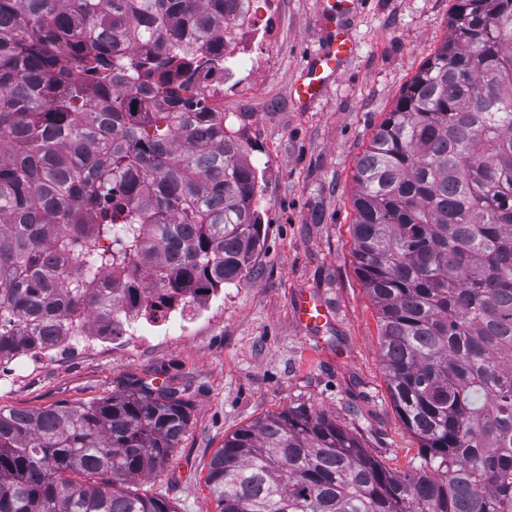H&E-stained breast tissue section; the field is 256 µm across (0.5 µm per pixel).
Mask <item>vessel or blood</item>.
<instances>
[{
	"label": "vessel or blood",
	"instance_id": "vessel-or-blood-1",
	"mask_svg": "<svg viewBox=\"0 0 512 512\" xmlns=\"http://www.w3.org/2000/svg\"><path fill=\"white\" fill-rule=\"evenodd\" d=\"M357 5L358 0H328L320 12L318 22L329 42L324 50L307 59L300 78L292 86L291 97L296 103L303 105L321 97L343 67L352 51L348 31ZM327 314L325 302L314 297L299 298L296 317L303 327L318 328Z\"/></svg>",
	"mask_w": 512,
	"mask_h": 512
}]
</instances>
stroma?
<instances>
[{
    "label": "stroma",
    "instance_id": "obj_1",
    "mask_svg": "<svg viewBox=\"0 0 512 512\" xmlns=\"http://www.w3.org/2000/svg\"><path fill=\"white\" fill-rule=\"evenodd\" d=\"M261 40L234 63L214 104L244 133L258 170L264 245L241 284L224 287L185 327L154 323L150 346L115 343L0 384V406L91 402L131 381L184 390L191 420L168 465L135 489L176 512H216L205 478L236 430L304 404L335 419L401 473L421 460L383 370L377 310L352 254L353 174L377 127L448 34L455 0H360L353 53L327 92L296 104L304 59L324 47L322 0H274ZM322 299L316 330L295 315ZM328 313L325 302L315 297L304 298V296H301L298 299L296 317L298 322L306 329L318 328L320 323L327 318Z\"/></svg>",
    "mask_w": 512,
    "mask_h": 512
}]
</instances>
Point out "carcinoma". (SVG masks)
<instances>
[{
	"instance_id": "1",
	"label": "carcinoma",
	"mask_w": 512,
	"mask_h": 512,
	"mask_svg": "<svg viewBox=\"0 0 512 512\" xmlns=\"http://www.w3.org/2000/svg\"><path fill=\"white\" fill-rule=\"evenodd\" d=\"M249 0H0V365L111 336L246 279L261 248L244 135L200 86ZM373 134L353 255L422 462L401 474L304 405L224 439L218 512H512V0H456ZM182 391L0 407V512H176Z\"/></svg>"
}]
</instances>
